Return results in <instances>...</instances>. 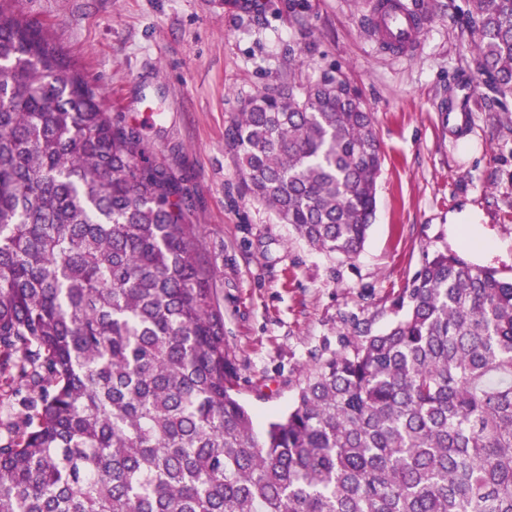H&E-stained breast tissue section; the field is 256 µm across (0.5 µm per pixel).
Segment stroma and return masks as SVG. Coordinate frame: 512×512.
<instances>
[{
    "label": "stroma",
    "instance_id": "35a3bbf8",
    "mask_svg": "<svg viewBox=\"0 0 512 512\" xmlns=\"http://www.w3.org/2000/svg\"><path fill=\"white\" fill-rule=\"evenodd\" d=\"M9 0L168 166L197 225L224 317V349L258 425L344 337L385 332L394 297L425 257L449 248L512 276V95L481 79L461 44L465 0H427L406 56L367 29L376 0ZM342 70L385 153L375 221L351 259L321 253L254 200L224 133L258 89ZM471 88L463 128L441 113ZM479 241L468 249L470 241Z\"/></svg>",
    "mask_w": 512,
    "mask_h": 512
}]
</instances>
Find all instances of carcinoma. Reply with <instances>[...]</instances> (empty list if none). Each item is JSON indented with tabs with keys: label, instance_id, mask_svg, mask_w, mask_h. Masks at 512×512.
Here are the masks:
<instances>
[{
	"label": "carcinoma",
	"instance_id": "obj_1",
	"mask_svg": "<svg viewBox=\"0 0 512 512\" xmlns=\"http://www.w3.org/2000/svg\"><path fill=\"white\" fill-rule=\"evenodd\" d=\"M463 48L512 95V0ZM0 2V512H512V278L438 250L399 318L319 362L263 434L175 176ZM245 189L347 258L384 154L341 72L261 89L226 130Z\"/></svg>",
	"mask_w": 512,
	"mask_h": 512
}]
</instances>
